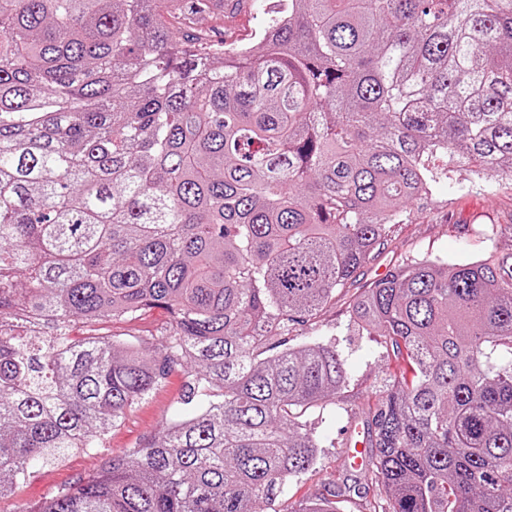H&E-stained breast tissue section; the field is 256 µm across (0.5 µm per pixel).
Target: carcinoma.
I'll list each match as a JSON object with an SVG mask.
<instances>
[{"instance_id": "carcinoma-1", "label": "carcinoma", "mask_w": 512, "mask_h": 512, "mask_svg": "<svg viewBox=\"0 0 512 512\" xmlns=\"http://www.w3.org/2000/svg\"><path fill=\"white\" fill-rule=\"evenodd\" d=\"M222 18L0 0V500L172 367L206 397L26 512H279L318 460L301 418L348 383L336 342L290 335L441 182L512 174V0H276L256 48ZM153 307L150 349L68 337ZM351 323L404 364L362 420L370 512H512V248L407 256Z\"/></svg>"}]
</instances>
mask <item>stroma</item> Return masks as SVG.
Wrapping results in <instances>:
<instances>
[{"label":"stroma","mask_w":512,"mask_h":512,"mask_svg":"<svg viewBox=\"0 0 512 512\" xmlns=\"http://www.w3.org/2000/svg\"><path fill=\"white\" fill-rule=\"evenodd\" d=\"M268 19L266 6L259 0H247L244 7L225 11L223 19L215 21L214 27L223 33L225 43L253 46ZM484 224H512V177L499 176L487 186L471 183L462 175L442 185L435 205L414 211L411 223L400 225L379 257L360 270L355 285L365 288L382 278L402 253L451 261L477 259L494 247L480 231ZM351 296L348 290L338 294L335 304L315 322L297 329L293 338L297 345L319 338L335 339L345 361L348 386L340 397L328 399L322 409L308 415L307 425L321 446L320 458L312 471L287 485L278 503L283 512H298L309 497L324 492L326 484L336 478L347 480L354 488L343 499V512H365L364 490L371 482V474L365 467L352 464L347 450L348 432L365 404L378 396L401 364L382 338L353 331L349 318ZM170 323L167 310L154 308L133 319L104 318L94 323L74 320L69 326V337L76 342L92 335L121 342L148 339ZM187 381L183 368H172L112 428L103 448L79 450L61 463L35 466L15 495L0 501V512H25L27 507L41 503L57 490L97 472L106 454L120 455L143 446L168 421L188 413L189 408L183 403Z\"/></svg>","instance_id":"obj_1"}]
</instances>
